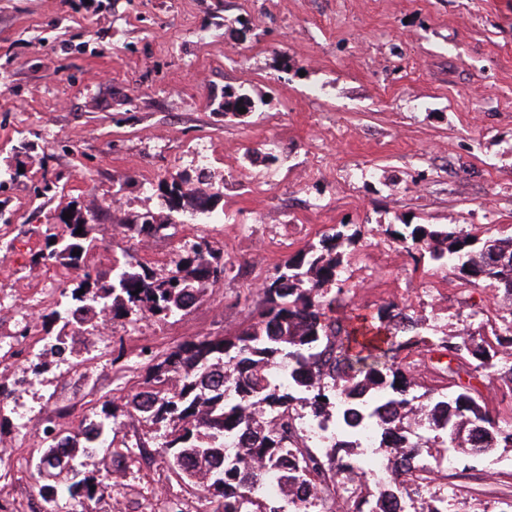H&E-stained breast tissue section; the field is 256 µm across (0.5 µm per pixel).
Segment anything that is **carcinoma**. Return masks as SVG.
I'll use <instances>...</instances> for the list:
<instances>
[{
	"mask_svg": "<svg viewBox=\"0 0 512 512\" xmlns=\"http://www.w3.org/2000/svg\"><path fill=\"white\" fill-rule=\"evenodd\" d=\"M246 93H224L218 108L239 114ZM224 182L204 165L195 176L168 173L158 179L163 211L151 209L117 218L130 238L157 236L175 215H195L206 202L212 215L223 197ZM100 210L88 214L77 206L62 222V232L45 236L31 263L77 271L64 282V306L43 315L45 333L60 326L96 330L102 315L165 321L190 309L217 282L224 255L204 236L173 259L175 272L160 276L144 263L114 261L109 268L87 264L98 248L92 236ZM82 233H77V229ZM338 231L285 260L264 281L255 322L222 336H202L154 355L147 366L145 389L123 407L103 405L91 432L68 434L65 444L46 443L47 465L38 493L46 501L65 493L92 500L104 490L86 460L103 448L118 411L135 412L154 433L169 465L203 488L212 512H392L390 503L406 496L414 512H448V498L432 492L424 449H438L436 463L448 453L486 454L512 447V431L491 417L471 383H459L451 400L425 391L414 394L417 364L405 361L420 346L448 356V372L460 374L494 366L498 348L512 349V320L492 346L470 329L438 336L426 324L390 304L377 321L336 315V297L324 289L336 283L342 263L336 251ZM395 239L411 251L428 250L440 264L460 266L470 279L493 280L512 299V238L470 242L453 225L405 224ZM334 420L340 429L324 448L317 447L308 424ZM375 426L377 451L393 460L389 484L373 486L363 478L360 492L330 501L325 489L337 490L353 470V452L362 449L358 428ZM425 428L431 436L418 430Z\"/></svg>",
	"mask_w": 512,
	"mask_h": 512,
	"instance_id": "1",
	"label": "carcinoma"
}]
</instances>
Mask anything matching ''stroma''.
<instances>
[{
    "mask_svg": "<svg viewBox=\"0 0 512 512\" xmlns=\"http://www.w3.org/2000/svg\"><path fill=\"white\" fill-rule=\"evenodd\" d=\"M240 89L265 98L261 111H218ZM201 161L224 180L223 222L183 216L138 241L105 220L91 262L140 261L165 276L204 236L224 254L223 279L179 319L76 333L69 365L45 356L35 387L0 402V498L13 512L41 502L31 472L47 412L80 430L143 390L149 354L248 325L262 283L336 227L355 238L340 247L337 314L373 318L394 303L438 333L467 326L493 340L512 300L413 260L392 231L454 224L481 241L512 237V0H106L98 11L0 0V331L14 338L0 382L28 372L48 307L35 294L63 282V268L28 262L53 215L74 200L160 210L159 177ZM468 302L482 309L472 320ZM495 362L474 384L512 426L500 379L512 351ZM74 366L96 380L74 384ZM147 430L135 415L113 428L111 456L94 459L107 490L88 512H209L198 486L139 448ZM432 489L454 512H512V448L463 459Z\"/></svg>",
    "mask_w": 512,
    "mask_h": 512,
    "instance_id": "35a3bbf8",
    "label": "stroma"
}]
</instances>
